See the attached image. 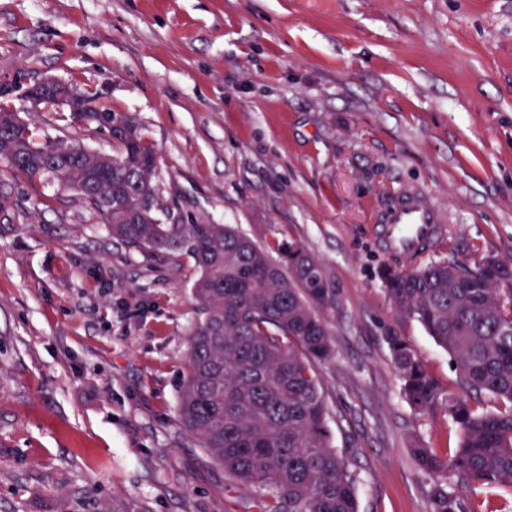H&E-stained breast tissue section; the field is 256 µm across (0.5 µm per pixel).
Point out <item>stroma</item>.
Here are the masks:
<instances>
[{
  "label": "stroma",
  "mask_w": 512,
  "mask_h": 512,
  "mask_svg": "<svg viewBox=\"0 0 512 512\" xmlns=\"http://www.w3.org/2000/svg\"><path fill=\"white\" fill-rule=\"evenodd\" d=\"M52 77L133 113L173 217L288 237L323 265L336 357L320 368L358 512H432L422 441L451 454L444 407L403 398L397 332L444 390L446 350L400 315L378 270L387 198L447 217L424 260L512 258V0H0V85ZM40 136L111 152L20 95ZM0 218V512H246L183 432L197 272L114 241L78 197L15 180Z\"/></svg>",
  "instance_id": "obj_1"
}]
</instances>
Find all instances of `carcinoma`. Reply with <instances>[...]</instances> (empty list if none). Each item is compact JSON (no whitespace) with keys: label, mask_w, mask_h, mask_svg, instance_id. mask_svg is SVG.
Instances as JSON below:
<instances>
[{"label":"carcinoma","mask_w":512,"mask_h":512,"mask_svg":"<svg viewBox=\"0 0 512 512\" xmlns=\"http://www.w3.org/2000/svg\"><path fill=\"white\" fill-rule=\"evenodd\" d=\"M102 112L118 125H89L112 131L110 155L61 139L38 143L19 113L0 102V162L13 179L76 192L127 248L193 261L199 317L177 419L229 480L254 491L258 512H358L316 374L336 355L321 316L335 291L321 262L291 239L275 241L273 259L229 225L171 216L155 182L158 153L143 126L131 113ZM379 278L398 312L448 351L458 375L461 393L441 390L402 336H385L405 399L420 412L446 403L459 431L450 455L415 444L418 471L488 493L511 487L512 260H482L472 270L452 260L411 270L385 265ZM473 394L497 407L472 404Z\"/></svg>","instance_id":"cac0c4a2"}]
</instances>
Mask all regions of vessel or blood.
I'll use <instances>...</instances> for the list:
<instances>
[{
  "label": "vessel or blood",
  "instance_id": "vessel-or-blood-1",
  "mask_svg": "<svg viewBox=\"0 0 512 512\" xmlns=\"http://www.w3.org/2000/svg\"><path fill=\"white\" fill-rule=\"evenodd\" d=\"M380 234L385 248L412 257L422 251L442 230L439 208L415 189L396 195L381 217Z\"/></svg>",
  "mask_w": 512,
  "mask_h": 512
}]
</instances>
